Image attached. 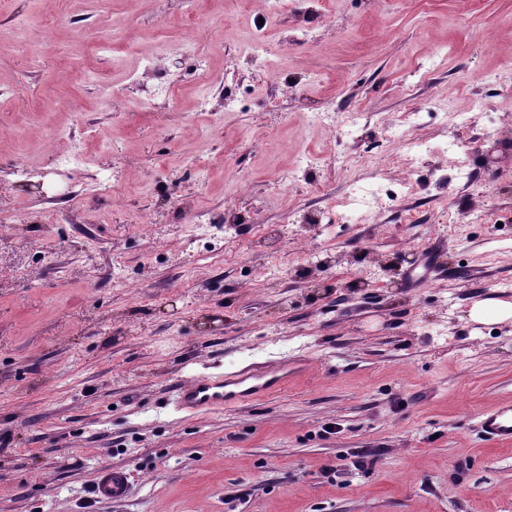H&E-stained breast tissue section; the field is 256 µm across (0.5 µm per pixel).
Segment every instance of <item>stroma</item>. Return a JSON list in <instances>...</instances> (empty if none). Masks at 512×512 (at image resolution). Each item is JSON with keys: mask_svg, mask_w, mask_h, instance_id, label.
<instances>
[{"mask_svg": "<svg viewBox=\"0 0 512 512\" xmlns=\"http://www.w3.org/2000/svg\"><path fill=\"white\" fill-rule=\"evenodd\" d=\"M131 42L177 80L170 105L130 81ZM411 111L403 138L455 150L390 160ZM493 300L512 301V0H0V512H512V448L477 423L512 402V322L468 318ZM284 355L305 371L283 393L177 412L178 382ZM104 465L125 501L92 499Z\"/></svg>", "mask_w": 512, "mask_h": 512, "instance_id": "stroma-1", "label": "stroma"}]
</instances>
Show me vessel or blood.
<instances>
[{
  "mask_svg": "<svg viewBox=\"0 0 512 512\" xmlns=\"http://www.w3.org/2000/svg\"><path fill=\"white\" fill-rule=\"evenodd\" d=\"M287 359L244 367L218 375L193 377L177 384L174 401L187 413L219 411L249 400L276 394L288 385ZM478 427L483 438L498 446L512 445V406L480 413ZM131 490L129 474L121 467H102L92 484V494L101 501L120 502Z\"/></svg>",
  "mask_w": 512,
  "mask_h": 512,
  "instance_id": "b4317fda",
  "label": "vessel or blood"
}]
</instances>
